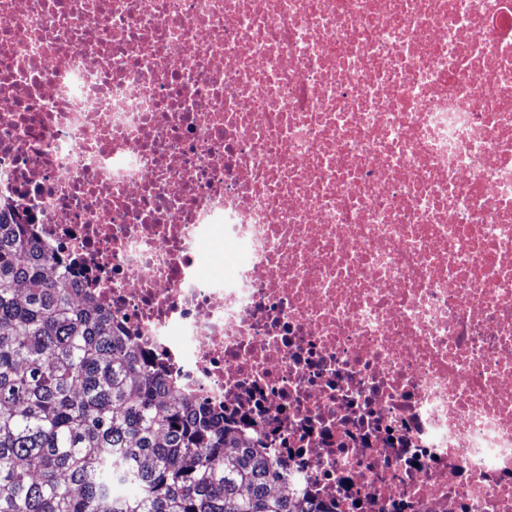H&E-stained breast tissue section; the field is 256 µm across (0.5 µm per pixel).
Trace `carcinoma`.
<instances>
[{
	"label": "carcinoma",
	"mask_w": 512,
	"mask_h": 512,
	"mask_svg": "<svg viewBox=\"0 0 512 512\" xmlns=\"http://www.w3.org/2000/svg\"><path fill=\"white\" fill-rule=\"evenodd\" d=\"M64 267L35 225L0 218V512H324L274 492L275 463L202 403L164 398Z\"/></svg>",
	"instance_id": "carcinoma-1"
}]
</instances>
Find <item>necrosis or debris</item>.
<instances>
[{
    "label": "necrosis or debris",
    "mask_w": 512,
    "mask_h": 512,
    "mask_svg": "<svg viewBox=\"0 0 512 512\" xmlns=\"http://www.w3.org/2000/svg\"><path fill=\"white\" fill-rule=\"evenodd\" d=\"M0 215L283 494L512 512V0H0Z\"/></svg>",
    "instance_id": "1"
}]
</instances>
